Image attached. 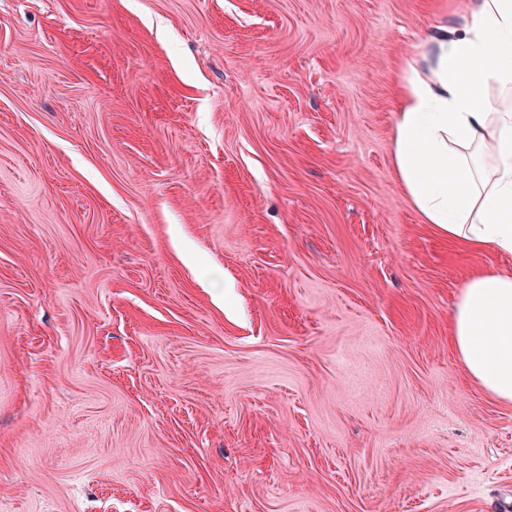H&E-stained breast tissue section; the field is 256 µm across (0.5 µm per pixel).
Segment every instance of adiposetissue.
Instances as JSON below:
<instances>
[{"label": "adipose tissue", "instance_id": "1", "mask_svg": "<svg viewBox=\"0 0 512 512\" xmlns=\"http://www.w3.org/2000/svg\"><path fill=\"white\" fill-rule=\"evenodd\" d=\"M469 10L464 28L438 26L404 73L394 170L436 233L512 256V0H472ZM451 324L467 375L512 405V272L467 279Z\"/></svg>", "mask_w": 512, "mask_h": 512}]
</instances>
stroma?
<instances>
[{
  "label": "stroma",
  "instance_id": "obj_1",
  "mask_svg": "<svg viewBox=\"0 0 512 512\" xmlns=\"http://www.w3.org/2000/svg\"><path fill=\"white\" fill-rule=\"evenodd\" d=\"M462 0H0V512H512L451 341L512 256L392 165Z\"/></svg>",
  "mask_w": 512,
  "mask_h": 512
}]
</instances>
